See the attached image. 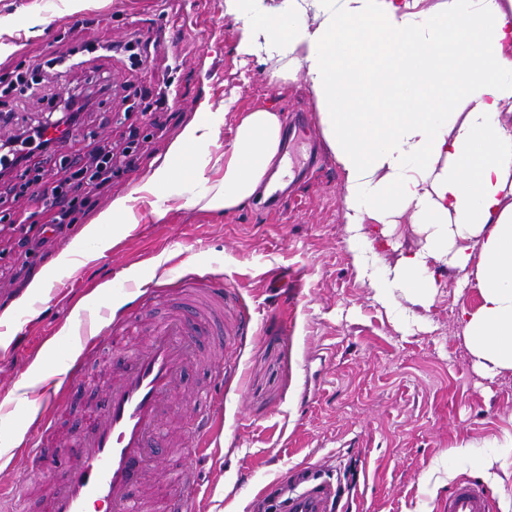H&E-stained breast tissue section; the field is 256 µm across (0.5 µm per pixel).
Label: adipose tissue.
<instances>
[{"label": "adipose tissue", "instance_id": "obj_1", "mask_svg": "<svg viewBox=\"0 0 512 512\" xmlns=\"http://www.w3.org/2000/svg\"><path fill=\"white\" fill-rule=\"evenodd\" d=\"M231 2L289 71L308 76L345 176L354 261L376 301L394 306L399 290L428 300L446 272L463 286L476 281L482 304L464 317L468 347L488 372L512 370V128L501 119L512 100V0H316L312 23L301 0L269 12ZM224 122L202 106L152 173L88 224L29 294L44 296L57 270L101 256L104 226L123 236L138 221L136 202L159 219L199 200L227 212L246 205L278 161L282 118L241 113L212 180L205 170ZM404 215L422 240L389 265L363 226Z\"/></svg>", "mask_w": 512, "mask_h": 512}]
</instances>
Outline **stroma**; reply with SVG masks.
<instances>
[{
    "instance_id": "stroma-1",
    "label": "stroma",
    "mask_w": 512,
    "mask_h": 512,
    "mask_svg": "<svg viewBox=\"0 0 512 512\" xmlns=\"http://www.w3.org/2000/svg\"><path fill=\"white\" fill-rule=\"evenodd\" d=\"M38 13H31V5ZM0 16L14 28L0 31V78L18 65L61 54L93 61L109 74L112 89L90 112L53 164L66 175L97 145L119 146L130 130L145 135L136 167L90 195L66 234L47 254L8 253L5 264L27 263L34 275L51 268L59 253L116 198L129 194L155 168L184 126L207 102L226 108L223 141L239 113L263 107L302 110L319 125L317 103L305 71L281 78L264 47L247 56L241 20L226 0H96L72 12L66 0H0ZM141 41L144 65L131 69L121 54L92 57L90 45ZM167 93V108L127 112L125 86ZM319 158L297 200L270 216L260 198L226 213L187 205L157 220L139 205L142 220L103 257L71 275V287L52 288L45 300L28 298L27 285L0 287V312L26 304L25 319L8 350H0V406L17 424L34 428L41 413L55 414L52 440L75 437L83 427L79 398L37 413L16 406V383L48 349L69 351L105 317L126 314L120 294L75 311L99 284L126 281L137 290L168 284L170 276L224 279V427L213 454L201 462L205 512H268L290 472L306 471L332 484L352 512H446L448 490L475 480L489 491L493 512H512V477L496 481L501 461L484 472H449L448 457L462 443L491 444L512 435V371L485 376L469 351L462 312L481 303L476 284L459 288L451 274L438 276L429 302L399 295L396 309L373 298L358 273L348 242L344 174L326 139L295 146L286 166ZM368 225L382 260L418 247L421 236L402 218L382 238ZM168 260L155 266L160 255ZM287 284L283 305L270 278ZM407 323H400L396 310ZM42 472L27 468L23 448L0 459V512H17V500L47 492Z\"/></svg>"
}]
</instances>
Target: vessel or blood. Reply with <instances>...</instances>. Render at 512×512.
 I'll list each match as a JSON object with an SVG mask.
<instances>
[{
	"instance_id": "obj_1",
	"label": "vessel or blood",
	"mask_w": 512,
	"mask_h": 512,
	"mask_svg": "<svg viewBox=\"0 0 512 512\" xmlns=\"http://www.w3.org/2000/svg\"><path fill=\"white\" fill-rule=\"evenodd\" d=\"M209 302V312L178 308L153 323L149 340L136 342V318L147 309L170 302L174 290H154L137 296L123 318L106 326L95 338V347L109 346L124 352L112 370V379L86 403L80 435L69 444L49 447L47 431L32 436L25 458L39 466L48 456H63L61 468L46 472L48 494L36 512H89L103 506L105 512H143L140 488L152 479L175 484L179 493L167 504V512H201L200 481L196 472H160L157 438L169 420L183 373L195 361L201 337L214 344L224 338V282L217 278L196 281ZM184 440L196 457H206L217 426L210 406H192ZM327 490L312 487L288 500V512H326ZM486 488L461 480L448 490L446 512H492Z\"/></svg>"
}]
</instances>
